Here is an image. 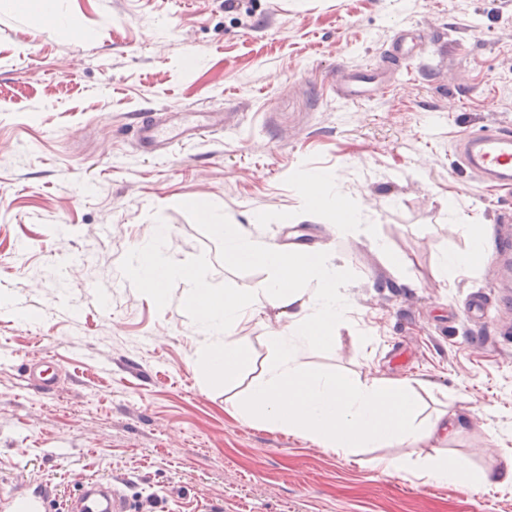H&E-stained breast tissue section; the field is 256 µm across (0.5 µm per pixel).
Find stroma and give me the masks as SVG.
Instances as JSON below:
<instances>
[{"instance_id": "stroma-1", "label": "stroma", "mask_w": 512, "mask_h": 512, "mask_svg": "<svg viewBox=\"0 0 512 512\" xmlns=\"http://www.w3.org/2000/svg\"><path fill=\"white\" fill-rule=\"evenodd\" d=\"M68 26L0 0V493L46 489L69 512L91 478L121 482L134 512H512V492L424 482L443 452L471 471L512 460V188L457 167L470 131L512 126V0H59ZM87 38H78V31ZM418 53L354 102L336 71L370 68L398 34ZM224 112L164 158L134 148V113ZM327 175L321 200L297 189ZM344 195L362 228L340 231ZM456 200L491 228L485 263L448 228ZM278 246L307 244L342 268L351 305L315 372L408 380L422 418L454 413L431 439L342 456L242 420L278 309L241 321L250 355L234 384L207 377V337L171 279L163 300L128 282L136 246L170 241L176 263L241 291L265 269L230 266L211 224ZM387 252H378L374 239ZM483 294L489 315L465 306ZM52 361L49 392L27 365ZM393 458L401 470L376 466Z\"/></svg>"}]
</instances>
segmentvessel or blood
Listing matches in <instances>:
<instances>
[{"instance_id":"b4317fda","label":"vessel or blood","mask_w":512,"mask_h":512,"mask_svg":"<svg viewBox=\"0 0 512 512\" xmlns=\"http://www.w3.org/2000/svg\"><path fill=\"white\" fill-rule=\"evenodd\" d=\"M224 127L220 112H187L181 124L141 114L136 128V150L153 156L168 155L185 135L199 128L217 131ZM458 164L469 169L482 183L492 186L512 185V128L500 126L478 130L459 140L456 148ZM80 512H131L122 489L111 480L91 482L80 497ZM48 495L39 490L11 495L6 512H46Z\"/></svg>"}]
</instances>
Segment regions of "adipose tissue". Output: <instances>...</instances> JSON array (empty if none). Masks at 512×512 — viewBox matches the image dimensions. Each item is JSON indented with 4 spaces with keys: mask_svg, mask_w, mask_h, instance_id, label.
I'll return each instance as SVG.
<instances>
[{
    "mask_svg": "<svg viewBox=\"0 0 512 512\" xmlns=\"http://www.w3.org/2000/svg\"><path fill=\"white\" fill-rule=\"evenodd\" d=\"M199 214L223 239L226 263L260 266L269 270V277L247 292H224L195 270L165 259L162 245L137 250L126 274L139 288L159 298L171 278L191 282L185 303L210 335L204 371L228 384L238 379L249 361L235 335L237 324L267 304L286 317L285 326L268 340L270 354L263 370L237 405L240 417L344 453L421 439L441 440L456 433L457 421L445 411L425 426L415 425L417 402L406 381L385 376L351 379L309 369L306 354L334 345L335 328L348 312V303L337 289L339 266L314 250L285 252L257 240L241 225L212 223L207 207H200ZM461 226L469 232L470 249L465 257L445 258L442 275L448 279L474 268L487 256L484 225L466 224L456 204H449V230ZM419 473L427 482L463 488L488 480L486 474L470 472L440 453L423 461Z\"/></svg>",
    "mask_w": 512,
    "mask_h": 512,
    "instance_id": "adipose-tissue-1",
    "label": "adipose tissue"
}]
</instances>
